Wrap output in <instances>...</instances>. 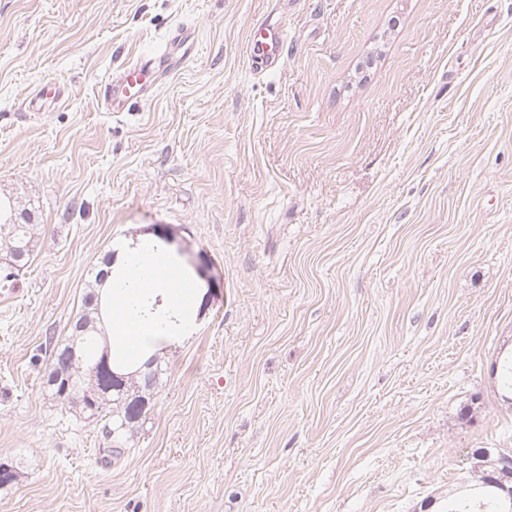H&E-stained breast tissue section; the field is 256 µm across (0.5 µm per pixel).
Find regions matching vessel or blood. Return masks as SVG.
I'll return each instance as SVG.
<instances>
[{
	"label": "vessel or blood",
	"mask_w": 512,
	"mask_h": 512,
	"mask_svg": "<svg viewBox=\"0 0 512 512\" xmlns=\"http://www.w3.org/2000/svg\"><path fill=\"white\" fill-rule=\"evenodd\" d=\"M194 42L186 30H173L165 50L142 56L127 64L102 92L103 104L108 111H125L127 104L138 97L152 94L158 81L180 69L193 51ZM252 61L261 68H276L282 59V42L278 33L267 32L257 26L250 47Z\"/></svg>",
	"instance_id": "b4317fda"
}]
</instances>
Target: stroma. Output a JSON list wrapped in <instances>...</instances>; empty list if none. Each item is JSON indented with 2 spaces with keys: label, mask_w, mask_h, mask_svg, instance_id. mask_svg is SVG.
<instances>
[{
  "label": "stroma",
  "mask_w": 512,
  "mask_h": 512,
  "mask_svg": "<svg viewBox=\"0 0 512 512\" xmlns=\"http://www.w3.org/2000/svg\"><path fill=\"white\" fill-rule=\"evenodd\" d=\"M180 26L184 67L106 112ZM0 196L37 241L0 289V512H439L512 452V0H0ZM154 224L211 299L107 464L41 382ZM255 29L250 47V58L253 63L257 64L256 68H258V64L261 69L276 68L282 59V42L279 34L270 31L266 37V28L263 24L255 26Z\"/></svg>",
  "instance_id": "stroma-1"
}]
</instances>
